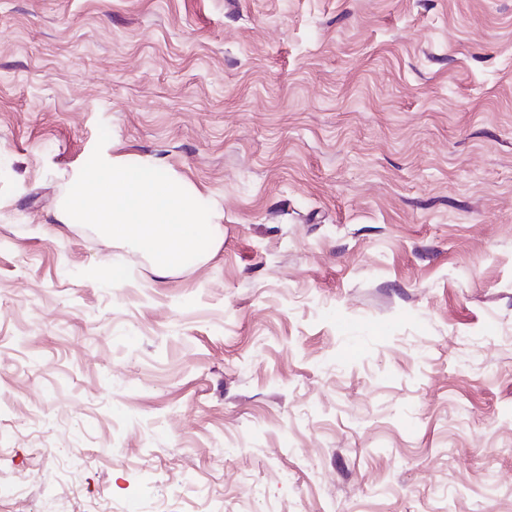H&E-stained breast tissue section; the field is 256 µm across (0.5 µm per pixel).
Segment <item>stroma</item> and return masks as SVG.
<instances>
[{"label":"stroma","mask_w":512,"mask_h":512,"mask_svg":"<svg viewBox=\"0 0 512 512\" xmlns=\"http://www.w3.org/2000/svg\"><path fill=\"white\" fill-rule=\"evenodd\" d=\"M0 512H512V0H0Z\"/></svg>","instance_id":"35a3bbf8"}]
</instances>
